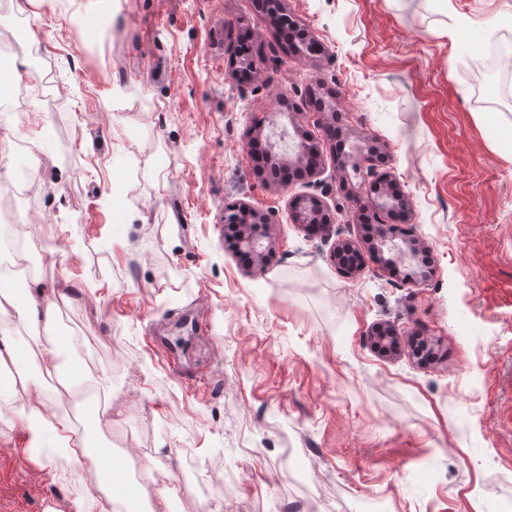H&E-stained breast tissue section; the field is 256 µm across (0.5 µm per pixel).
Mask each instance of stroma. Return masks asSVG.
<instances>
[{
    "label": "stroma",
    "instance_id": "1",
    "mask_svg": "<svg viewBox=\"0 0 512 512\" xmlns=\"http://www.w3.org/2000/svg\"><path fill=\"white\" fill-rule=\"evenodd\" d=\"M35 0L0 10V35L54 86L23 126L0 111V172L27 146L34 195L0 211L25 222L44 279L66 286L65 352L112 395L97 438L147 449L154 512H501L512 500V60L506 91L476 64L512 23V0H286L324 51L307 60L253 0ZM458 16L477 27L456 28ZM248 44L250 77L233 78ZM336 95L349 140L381 147L377 176L409 198L404 220L432 261L367 259L348 277L338 241L373 244L353 211L307 87ZM321 144L318 173L267 180L249 151L257 125ZM322 202L315 235L293 199ZM245 202L272 222L273 254L244 269L220 218ZM203 316L194 338L184 319ZM399 348L374 347V325ZM427 339L430 362L410 336ZM186 348L169 371L150 337ZM0 400V512H75L87 467L38 469V447ZM288 463H281L283 449ZM220 474L225 496H214Z\"/></svg>",
    "mask_w": 512,
    "mask_h": 512
}]
</instances>
